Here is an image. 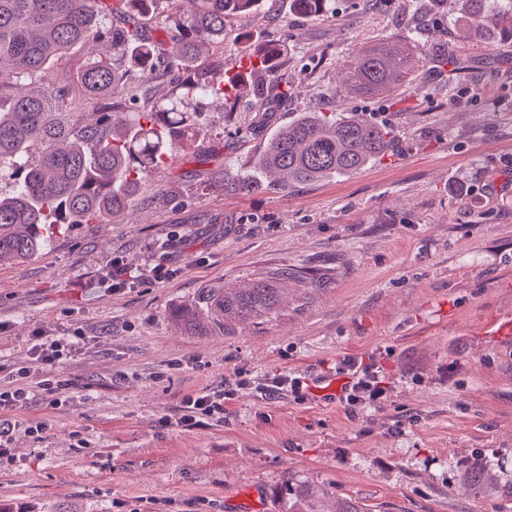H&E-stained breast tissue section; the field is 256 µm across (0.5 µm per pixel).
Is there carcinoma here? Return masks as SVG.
<instances>
[{
    "instance_id": "cac0c4a2",
    "label": "carcinoma",
    "mask_w": 512,
    "mask_h": 512,
    "mask_svg": "<svg viewBox=\"0 0 512 512\" xmlns=\"http://www.w3.org/2000/svg\"><path fill=\"white\" fill-rule=\"evenodd\" d=\"M0 0V262L34 256L59 224H89L137 206L139 186L176 159L195 137L202 106L228 99L221 83L190 68L224 43V21L258 0ZM308 17L331 13L330 0H292ZM461 18L479 40H512V0L495 11L489 0H460ZM152 15L164 37L147 34L139 18ZM127 18L116 27L112 18ZM88 58L77 82L96 101L92 112L64 111L66 91L44 83L55 62L77 47ZM419 38L355 52L347 81L356 90L387 96L414 71ZM259 111H274L288 83L273 76L254 88ZM393 134L356 116L304 112L280 127L253 172L224 175L232 190L288 187L352 174L386 153ZM281 288L258 283L210 296V316L223 322L270 314ZM176 321L189 331L203 325L183 308ZM490 463L476 455L463 474L475 490L512 498V478L488 481Z\"/></svg>"
}]
</instances>
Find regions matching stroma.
Here are the masks:
<instances>
[{"mask_svg":"<svg viewBox=\"0 0 512 512\" xmlns=\"http://www.w3.org/2000/svg\"><path fill=\"white\" fill-rule=\"evenodd\" d=\"M414 25L427 55L412 76L388 99L352 91L353 53ZM272 38L288 97L263 124L250 97L231 112L208 103L138 210L65 225L0 263V383L43 371L33 336L75 339L52 370L73 402L53 408L34 387L12 413L0 512H287L300 491L312 512L328 496L365 512H512V498L460 482L477 454L512 473V335L491 330L512 315V44L468 38L456 0H332L323 18L258 0L197 68L232 76ZM311 109L390 128L394 145L349 175L225 191V174L252 169ZM116 256L171 276L111 293ZM274 281L269 317L196 333L173 318L205 312L214 289ZM347 356L380 367L378 407L316 395ZM279 372L306 387L246 389L223 421L180 424L184 396Z\"/></svg>","mask_w":512,"mask_h":512,"instance_id":"35a3bbf8","label":"stroma"}]
</instances>
